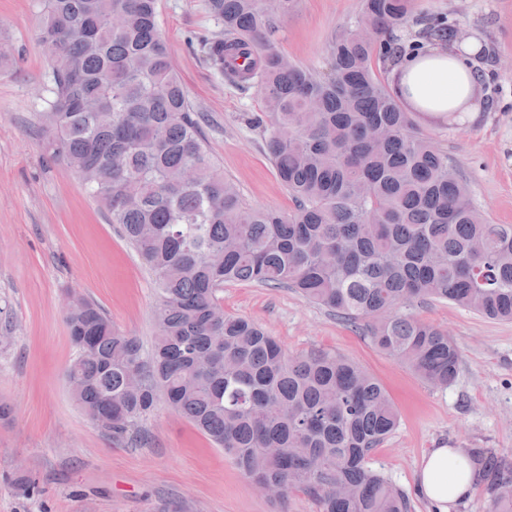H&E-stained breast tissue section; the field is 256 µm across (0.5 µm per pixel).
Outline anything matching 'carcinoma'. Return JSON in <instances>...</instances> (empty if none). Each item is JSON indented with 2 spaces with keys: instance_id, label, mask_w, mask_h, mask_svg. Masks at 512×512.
Listing matches in <instances>:
<instances>
[{
  "instance_id": "obj_1",
  "label": "carcinoma",
  "mask_w": 512,
  "mask_h": 512,
  "mask_svg": "<svg viewBox=\"0 0 512 512\" xmlns=\"http://www.w3.org/2000/svg\"><path fill=\"white\" fill-rule=\"evenodd\" d=\"M208 0L225 37L206 63L258 85V121L282 185L283 213L246 206L210 156L160 33L157 0H45L37 39L53 63L40 116L46 150L81 175L157 285L150 363L138 337L93 302L66 314L78 350L75 401L124 439L159 397L224 450L244 479L301 490L319 512H409L406 494L368 465L397 411L381 384L337 355L294 356L257 323L224 313L226 282L286 288L365 329L433 386L456 377L448 333L402 308L448 301L512 320V226L490 224L448 153L378 78L456 22L417 17L411 0H360L323 71L276 49V18L298 0ZM416 23V39L396 32ZM487 512H512V466L492 467Z\"/></svg>"
}]
</instances>
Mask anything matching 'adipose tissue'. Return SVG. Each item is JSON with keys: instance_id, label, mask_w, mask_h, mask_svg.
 Masks as SVG:
<instances>
[{"instance_id": "adipose-tissue-1", "label": "adipose tissue", "mask_w": 512, "mask_h": 512, "mask_svg": "<svg viewBox=\"0 0 512 512\" xmlns=\"http://www.w3.org/2000/svg\"><path fill=\"white\" fill-rule=\"evenodd\" d=\"M391 78L393 92L418 111L450 112L459 124L476 112L470 98L480 75L457 47L440 42L425 55L403 58L392 67ZM480 477L471 449L432 448L421 459L415 485L434 512H457L472 497Z\"/></svg>"}]
</instances>
